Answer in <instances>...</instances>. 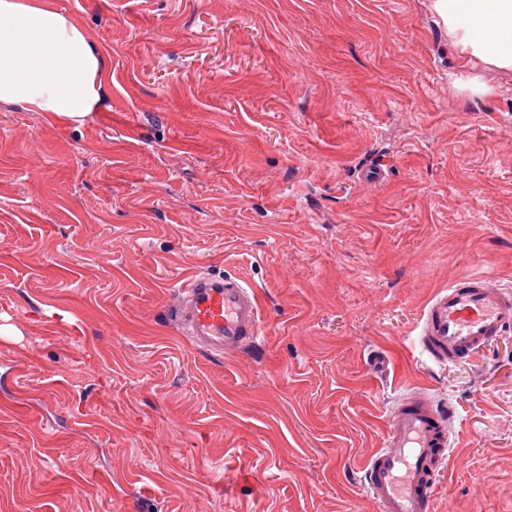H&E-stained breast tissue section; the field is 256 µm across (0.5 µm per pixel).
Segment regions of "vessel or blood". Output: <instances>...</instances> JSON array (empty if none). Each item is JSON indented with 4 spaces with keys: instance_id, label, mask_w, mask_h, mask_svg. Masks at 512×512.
<instances>
[{
    "instance_id": "obj_1",
    "label": "vessel or blood",
    "mask_w": 512,
    "mask_h": 512,
    "mask_svg": "<svg viewBox=\"0 0 512 512\" xmlns=\"http://www.w3.org/2000/svg\"><path fill=\"white\" fill-rule=\"evenodd\" d=\"M168 315L195 346L213 353L245 352L260 339L257 292L237 276H189ZM422 320L418 343L433 362L476 359L512 327V289L485 275L460 277L432 297ZM449 448L447 418L429 399L415 392L398 404L362 474L379 512H432Z\"/></svg>"
}]
</instances>
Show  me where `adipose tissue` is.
Wrapping results in <instances>:
<instances>
[{
	"instance_id": "obj_1",
	"label": "adipose tissue",
	"mask_w": 512,
	"mask_h": 512,
	"mask_svg": "<svg viewBox=\"0 0 512 512\" xmlns=\"http://www.w3.org/2000/svg\"><path fill=\"white\" fill-rule=\"evenodd\" d=\"M460 57L479 75H512V0H432ZM105 57L50 0H0V104L79 123L107 102Z\"/></svg>"
}]
</instances>
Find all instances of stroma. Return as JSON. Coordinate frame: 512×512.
I'll return each mask as SVG.
<instances>
[{
    "instance_id": "1",
    "label": "stroma",
    "mask_w": 512,
    "mask_h": 512,
    "mask_svg": "<svg viewBox=\"0 0 512 512\" xmlns=\"http://www.w3.org/2000/svg\"><path fill=\"white\" fill-rule=\"evenodd\" d=\"M51 2L108 101L0 104V512H378L415 389L451 411L433 512H512V328L417 344L449 282L512 287V78L472 93L431 0ZM202 271L255 287L257 347L169 321Z\"/></svg>"
}]
</instances>
